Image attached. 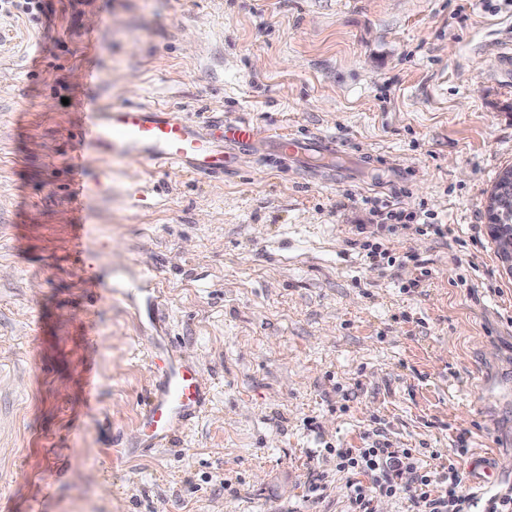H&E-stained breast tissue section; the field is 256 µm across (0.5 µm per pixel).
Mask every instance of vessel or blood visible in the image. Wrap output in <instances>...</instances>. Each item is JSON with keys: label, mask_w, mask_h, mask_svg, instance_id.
I'll use <instances>...</instances> for the list:
<instances>
[{"label": "vessel or blood", "mask_w": 512, "mask_h": 512, "mask_svg": "<svg viewBox=\"0 0 512 512\" xmlns=\"http://www.w3.org/2000/svg\"><path fill=\"white\" fill-rule=\"evenodd\" d=\"M257 129L242 121L198 124L166 106H107L85 114L76 145L68 157L73 170L88 160L103 162L101 176L111 179L115 159L206 177L223 176L233 149L249 146ZM274 153L302 156L313 149L330 151L329 142L293 135H270ZM139 422L152 445H162L196 418L206 403L201 376L194 365L166 362Z\"/></svg>", "instance_id": "1"}]
</instances>
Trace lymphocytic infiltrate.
I'll return each mask as SVG.
<instances>
[{
    "mask_svg": "<svg viewBox=\"0 0 512 512\" xmlns=\"http://www.w3.org/2000/svg\"><path fill=\"white\" fill-rule=\"evenodd\" d=\"M423 454L377 439L365 448L337 449V468L355 476L349 485L351 512H376L375 501L397 495L412 502L413 512H471L463 473L453 467L434 475L422 465Z\"/></svg>",
    "mask_w": 512,
    "mask_h": 512,
    "instance_id": "obj_1",
    "label": "lymphocytic infiltrate"
}]
</instances>
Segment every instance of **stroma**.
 I'll list each match as a JSON object with an SVG mask.
<instances>
[{"label": "stroma", "instance_id": "stroma-1", "mask_svg": "<svg viewBox=\"0 0 512 512\" xmlns=\"http://www.w3.org/2000/svg\"><path fill=\"white\" fill-rule=\"evenodd\" d=\"M23 3L0 9V505L349 512L333 451L375 430L512 493V277L484 214L512 166V0ZM91 99L263 137L220 182L113 161L75 205L99 177L65 163ZM270 131L334 150L279 166ZM360 224L382 225L378 257ZM156 341L208 400L152 450Z\"/></svg>", "mask_w": 512, "mask_h": 512}]
</instances>
